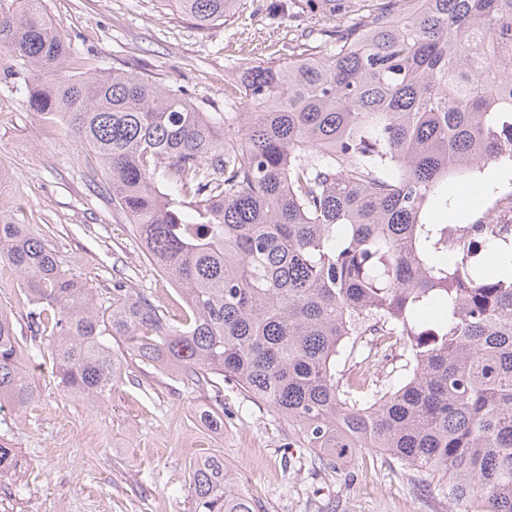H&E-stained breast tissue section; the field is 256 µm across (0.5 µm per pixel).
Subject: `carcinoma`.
<instances>
[{"label": "carcinoma", "instance_id": "obj_1", "mask_svg": "<svg viewBox=\"0 0 512 512\" xmlns=\"http://www.w3.org/2000/svg\"><path fill=\"white\" fill-rule=\"evenodd\" d=\"M200 30L238 0H166ZM275 0L326 20L327 54L237 73L224 111L81 56L45 0H0V48L26 107L59 117L186 308L178 325L119 279L107 295L0 212V263L24 289L58 385L98 401L119 380L112 340L141 362L221 375L298 427L325 465L362 448L447 490L448 512H512V224L429 221L448 181L512 161V0ZM508 250L496 276L470 250ZM402 345L404 375L336 380L352 336ZM39 397L0 308V408ZM0 440V474L19 468ZM194 512H261L224 459L191 474Z\"/></svg>", "mask_w": 512, "mask_h": 512}]
</instances>
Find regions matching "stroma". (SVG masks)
I'll return each mask as SVG.
<instances>
[{
    "label": "stroma",
    "instance_id": "35a3bbf8",
    "mask_svg": "<svg viewBox=\"0 0 512 512\" xmlns=\"http://www.w3.org/2000/svg\"><path fill=\"white\" fill-rule=\"evenodd\" d=\"M270 0H240L234 22L195 28L163 0H46L60 34L87 66L144 72L186 87L203 112L224 109V91L247 66L291 54L310 19L272 17ZM19 63L0 50V208L51 240L63 269L99 291L115 279L142 288L179 319L184 304L169 279L146 263L122 212L60 119L30 112L15 91ZM448 183V211L437 224L474 223L471 182ZM0 307L12 312L39 397L27 409L0 411V435L25 462L11 480L14 512H193L190 474L223 457L264 512H448L440 491L415 486L390 455L366 450L330 468L303 447L297 426L222 377L197 385L167 363L141 362L114 341L121 378L98 403L58 387L41 341L30 338L16 272L0 265ZM402 350L342 354L337 379L368 372L375 384L400 374Z\"/></svg>",
    "mask_w": 512,
    "mask_h": 512
}]
</instances>
